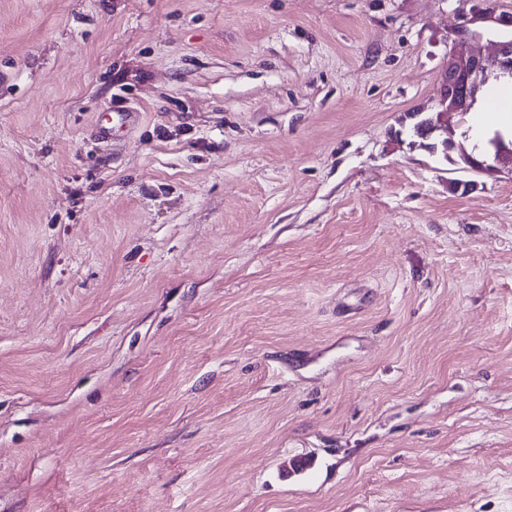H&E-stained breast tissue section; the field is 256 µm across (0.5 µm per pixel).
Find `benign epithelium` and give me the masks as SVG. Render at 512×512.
<instances>
[{
	"mask_svg": "<svg viewBox=\"0 0 512 512\" xmlns=\"http://www.w3.org/2000/svg\"><path fill=\"white\" fill-rule=\"evenodd\" d=\"M500 34L490 41L494 51L486 55L479 47L486 34ZM454 42L467 44L469 48H451L440 72V96L436 111L421 119L416 126L420 135L437 134L448 137V117L468 111L480 90L493 76H512V14L499 13L489 7L478 6L471 17H463V23L455 31ZM490 155L492 162H484L463 155L467 166L473 171L508 169L512 171V148L502 143H493Z\"/></svg>",
	"mask_w": 512,
	"mask_h": 512,
	"instance_id": "1",
	"label": "benign epithelium"
}]
</instances>
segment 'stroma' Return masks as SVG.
Here are the masks:
<instances>
[{
	"label": "stroma",
	"mask_w": 512,
	"mask_h": 512,
	"mask_svg": "<svg viewBox=\"0 0 512 512\" xmlns=\"http://www.w3.org/2000/svg\"><path fill=\"white\" fill-rule=\"evenodd\" d=\"M481 3L0 0V512H512ZM486 23L472 29L470 25ZM499 33V40H488L494 47L485 55L478 44L485 34ZM510 33V35H509ZM454 43L469 44L465 50L451 48L440 72V96L436 111L421 119L416 132L438 134L448 138V117L467 112L480 90L493 76H512V14L477 6L471 17L463 16V23L455 31Z\"/></svg>",
	"instance_id": "obj_1"
}]
</instances>
